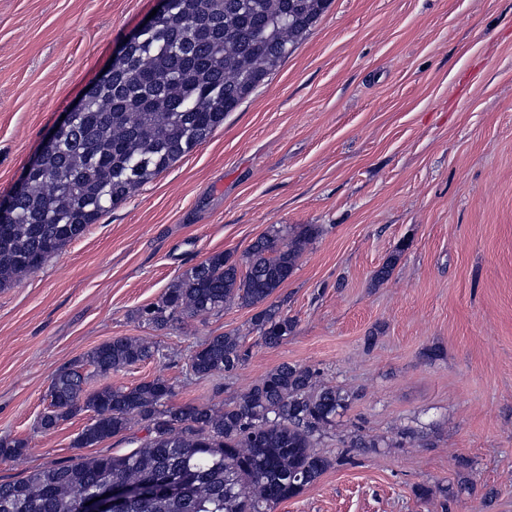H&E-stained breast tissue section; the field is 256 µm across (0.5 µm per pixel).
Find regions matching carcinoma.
Returning <instances> with one entry per match:
<instances>
[{
  "instance_id": "1",
  "label": "carcinoma",
  "mask_w": 512,
  "mask_h": 512,
  "mask_svg": "<svg viewBox=\"0 0 512 512\" xmlns=\"http://www.w3.org/2000/svg\"><path fill=\"white\" fill-rule=\"evenodd\" d=\"M331 0H173L111 67L76 125L42 149L25 189L13 197L14 217L0 223V288L37 270L88 225L112 211L179 158L205 143L326 12ZM319 234L274 229L257 238L241 261L213 253L192 266L146 307L156 329L218 315L232 305L268 300ZM266 346L278 345L295 321L273 303L253 318ZM159 349L134 336L112 338L90 352L88 365L107 374L152 359ZM250 348L232 333L208 336L189 357L193 375L230 373ZM74 368L52 381L43 430L79 412L93 413L75 446L91 448L124 434L132 420L148 442L125 454L80 458L0 483V512H77L103 482L143 488L123 512H273L314 484L333 460L317 450L348 394L325 385L310 367L283 363L229 403L168 404L163 378L131 387L84 389ZM27 453L22 440L0 441V457ZM175 474L183 492L151 491Z\"/></svg>"
}]
</instances>
